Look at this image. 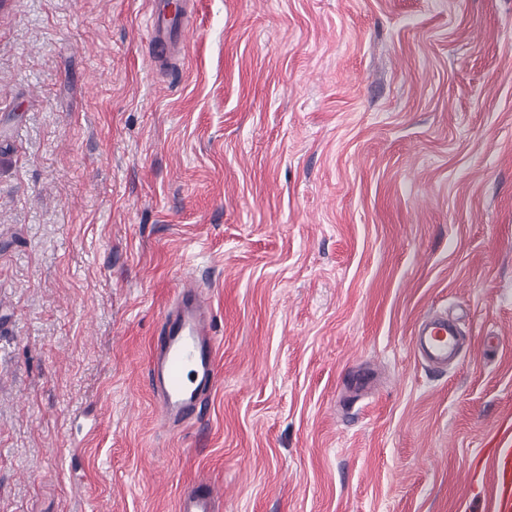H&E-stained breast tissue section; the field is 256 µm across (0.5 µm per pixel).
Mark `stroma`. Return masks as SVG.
<instances>
[{
    "label": "stroma",
    "mask_w": 512,
    "mask_h": 512,
    "mask_svg": "<svg viewBox=\"0 0 512 512\" xmlns=\"http://www.w3.org/2000/svg\"><path fill=\"white\" fill-rule=\"evenodd\" d=\"M0 0V512H489L512 414V0ZM210 296L170 430L149 345ZM457 318L448 369L412 349ZM148 15V31L150 36L149 55L160 59L171 53L173 47V31L185 25L184 16L170 9L168 0H150ZM173 306L159 321V338L152 349L149 382L161 412L180 422L216 387V345L208 299L194 285L174 290ZM219 497L203 482L194 483L189 490L182 493L176 503L177 512H218Z\"/></svg>",
    "instance_id": "35a3bbf8"
}]
</instances>
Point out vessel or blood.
Here are the masks:
<instances>
[{"instance_id":"b4317fda","label":"vessel or blood","mask_w":512,"mask_h":512,"mask_svg":"<svg viewBox=\"0 0 512 512\" xmlns=\"http://www.w3.org/2000/svg\"><path fill=\"white\" fill-rule=\"evenodd\" d=\"M149 54L159 59L173 50V32L184 25L168 0H149ZM454 320L427 318L415 329L412 347L429 364L444 368L461 351ZM149 382L166 420L176 423L192 415L216 387V345L208 299L188 284L174 291V303L159 321L152 349ZM486 489L493 512H512V428L500 429L485 458ZM219 498L210 485L197 482L182 493L176 512H217Z\"/></svg>"}]
</instances>
